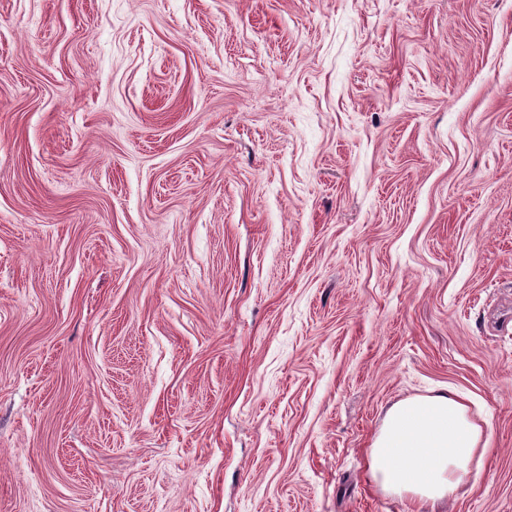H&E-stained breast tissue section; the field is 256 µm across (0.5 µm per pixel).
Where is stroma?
<instances>
[{
  "instance_id": "35a3bbf8",
  "label": "stroma",
  "mask_w": 512,
  "mask_h": 512,
  "mask_svg": "<svg viewBox=\"0 0 512 512\" xmlns=\"http://www.w3.org/2000/svg\"><path fill=\"white\" fill-rule=\"evenodd\" d=\"M447 387L512 512V0H0V512H421ZM484 448L481 426L447 389L388 410L372 443L369 472L383 491L434 506L458 496Z\"/></svg>"
}]
</instances>
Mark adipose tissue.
Returning <instances> with one entry per match:
<instances>
[{
  "mask_svg": "<svg viewBox=\"0 0 512 512\" xmlns=\"http://www.w3.org/2000/svg\"><path fill=\"white\" fill-rule=\"evenodd\" d=\"M484 448L467 405L443 390L388 410L372 443L369 472L383 491L433 505L457 497Z\"/></svg>",
  "mask_w": 512,
  "mask_h": 512,
  "instance_id": "1",
  "label": "adipose tissue"
}]
</instances>
